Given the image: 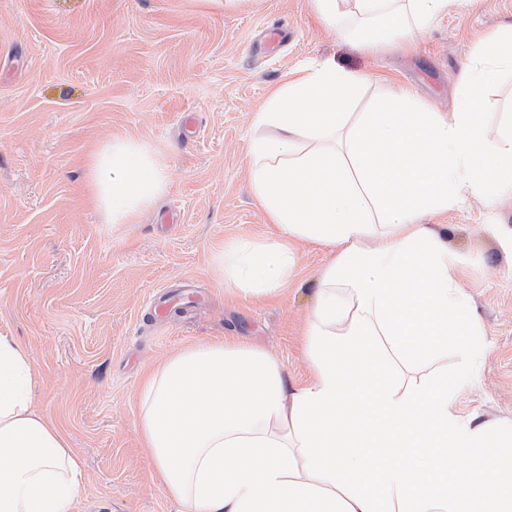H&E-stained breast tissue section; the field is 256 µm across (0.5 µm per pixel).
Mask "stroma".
Segmentation results:
<instances>
[{
    "mask_svg": "<svg viewBox=\"0 0 512 512\" xmlns=\"http://www.w3.org/2000/svg\"><path fill=\"white\" fill-rule=\"evenodd\" d=\"M279 23L273 51L255 43ZM512 25V0H461L414 41L358 48L315 16L312 0H0V334L29 352L41 380L33 405L68 437L82 488L76 512H176L137 426L145 372L196 344L260 348L290 384L312 378L304 334L333 251L293 243L294 272L273 295L225 286L214 256L281 232L250 191L248 145L270 92L303 66L331 61L368 75L358 111L407 89L448 113L472 50ZM484 131L512 128V70L478 101ZM144 139L167 163L168 186L133 223L109 224L86 172L109 138ZM424 224L461 262L453 276L485 339L480 360L458 348L398 380L423 384L472 368L449 408L512 429V194L493 208L476 195ZM191 280L205 300L192 319L157 331L156 291Z\"/></svg>",
    "mask_w": 512,
    "mask_h": 512,
    "instance_id": "1",
    "label": "stroma"
}]
</instances>
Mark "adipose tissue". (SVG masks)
I'll use <instances>...</instances> for the list:
<instances>
[{"instance_id": "obj_1", "label": "adipose tissue", "mask_w": 512, "mask_h": 512, "mask_svg": "<svg viewBox=\"0 0 512 512\" xmlns=\"http://www.w3.org/2000/svg\"><path fill=\"white\" fill-rule=\"evenodd\" d=\"M357 45L376 51L422 34L452 0H355ZM512 69V36L478 47L449 116L409 92L375 112L353 106L365 74L303 68L255 117L251 192L283 232L216 258L227 282L272 294L293 271L291 242L335 250L307 334L309 385L235 343L200 344L148 372L138 427L177 512H512V437L449 408L439 377L400 387L389 355L426 362L483 332L453 279L460 258L421 218L465 193L494 202L512 188V131L487 138L482 89ZM109 224H128L167 186L142 139L107 140L87 169ZM27 350L0 335V512H75L80 469L68 439L33 405ZM466 466L449 468L454 454Z\"/></svg>"}]
</instances>
